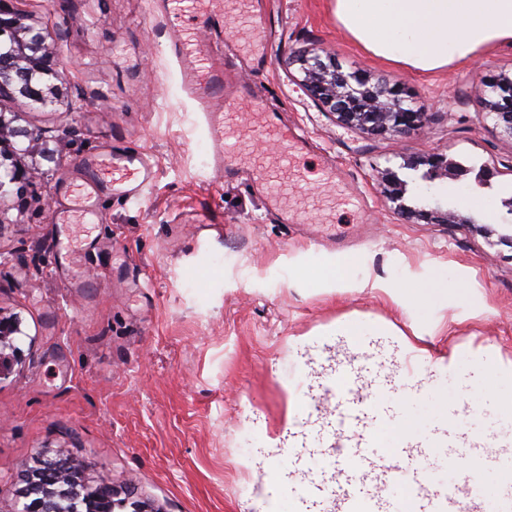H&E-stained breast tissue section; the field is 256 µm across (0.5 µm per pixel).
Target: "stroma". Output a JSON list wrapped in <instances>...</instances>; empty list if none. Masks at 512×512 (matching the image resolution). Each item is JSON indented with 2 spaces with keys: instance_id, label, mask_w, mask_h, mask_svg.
<instances>
[{
  "instance_id": "35a3bbf8",
  "label": "stroma",
  "mask_w": 512,
  "mask_h": 512,
  "mask_svg": "<svg viewBox=\"0 0 512 512\" xmlns=\"http://www.w3.org/2000/svg\"><path fill=\"white\" fill-rule=\"evenodd\" d=\"M163 0H16L23 22L43 28L64 79L61 99L38 109L0 99L15 126L41 134L53 159L37 158L0 199V317H13L18 352L0 376V512H16L27 479L46 457L81 467L146 512H292L289 470L314 422L336 416L331 367L363 374L361 387L392 378V396L414 419L404 437L448 432L440 410L455 403L475 438L505 448L480 471L477 491L495 498L512 484V139L484 113L491 87L512 78V46L423 75L381 62L338 26L331 0H259L276 28L270 66L237 64L235 79L266 108L308 134V165L335 161L363 197L352 214L335 189L289 172L284 197L299 224L266 217L246 180L208 167L203 112L183 89L170 47L175 25ZM328 52L343 70L400 86L422 129L370 136L320 111L294 58ZM146 152L154 186L138 203L103 198L101 224H61L56 183L104 146ZM431 152L484 165L474 176L432 183L407 171L406 199L424 193L459 209L491 200L489 238L476 224H427L397 214L377 185L385 167ZM85 257L54 275L52 240ZM344 256L361 290L306 288L293 262ZM423 272L413 314L384 292L403 269Z\"/></svg>"
}]
</instances>
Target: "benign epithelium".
Segmentation results:
<instances>
[{
    "label": "benign epithelium",
    "mask_w": 512,
    "mask_h": 512,
    "mask_svg": "<svg viewBox=\"0 0 512 512\" xmlns=\"http://www.w3.org/2000/svg\"><path fill=\"white\" fill-rule=\"evenodd\" d=\"M15 0H0V97L19 95L42 108L57 102L59 79L53 57L46 50L42 32L23 24L13 7ZM302 79L316 104L334 116L341 124L357 128L369 135L401 133L420 128L426 113L406 105L403 90L397 86L372 83L359 70L345 72L331 56L318 53L299 57ZM493 98L486 102V115L494 120L495 127L512 139V79H502L492 86ZM0 135L21 139L13 153L27 156L38 147L41 136L35 132L12 126V120L0 113ZM408 168L426 167L421 179L432 182L452 168L455 176L464 172L455 168L441 153H429L407 162ZM27 170L4 156L0 162V195L11 185L25 179ZM378 179L386 198L395 211L416 218L427 224L461 222L474 224L472 217H462L453 210L414 208L405 203L406 181L399 173L387 167L379 172ZM63 462L49 459L41 470L28 477V490L19 512H100L101 504L109 500L103 487L77 483L61 493L50 488L49 470Z\"/></svg>",
    "instance_id": "1"
}]
</instances>
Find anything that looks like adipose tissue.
Returning <instances> with one entry per match:
<instances>
[{
    "mask_svg": "<svg viewBox=\"0 0 512 512\" xmlns=\"http://www.w3.org/2000/svg\"><path fill=\"white\" fill-rule=\"evenodd\" d=\"M337 23L367 54L421 73H439L477 53L512 44V0H332ZM301 281L358 287L349 259L298 265Z\"/></svg>",
    "mask_w": 512,
    "mask_h": 512,
    "instance_id": "adipose-tissue-1",
    "label": "adipose tissue"
}]
</instances>
